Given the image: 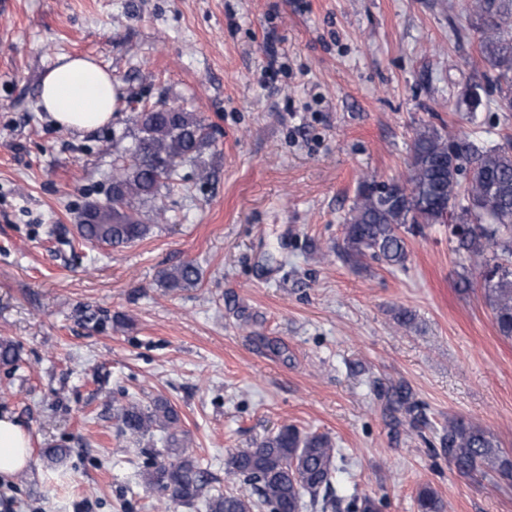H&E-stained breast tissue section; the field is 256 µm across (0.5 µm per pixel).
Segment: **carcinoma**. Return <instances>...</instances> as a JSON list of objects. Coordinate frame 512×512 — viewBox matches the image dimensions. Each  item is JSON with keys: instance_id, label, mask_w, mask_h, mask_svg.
Segmentation results:
<instances>
[{"instance_id": "carcinoma-1", "label": "carcinoma", "mask_w": 512, "mask_h": 512, "mask_svg": "<svg viewBox=\"0 0 512 512\" xmlns=\"http://www.w3.org/2000/svg\"><path fill=\"white\" fill-rule=\"evenodd\" d=\"M482 26L479 51L491 63L488 77L498 89V107L512 112V0H477ZM133 122L139 136L112 165L111 203H92L77 224L80 237L90 243L121 247L146 237L152 225L142 206L164 184H176L179 168L196 165L209 132L192 112L163 108L137 112ZM393 193L375 190L379 181L364 180L357 200L343 224L338 258L357 266L372 256L389 267L405 266L409 250L405 235H422L433 224L453 222L454 251L462 268L478 271L480 286L497 331L512 340V136L491 147L455 138L435 126L415 130L408 171L390 180ZM200 280L191 262L165 269L160 282L170 289L194 287ZM120 435L139 442L154 431L164 432L162 443L170 461L156 458L142 472L145 487L173 503L203 502L207 512H336L340 500L333 492L339 472L338 449L330 436L302 433L283 425L249 448L229 453L225 479L237 491L213 493L207 471L183 456L185 433L177 410L165 399L144 406L129 399L113 407ZM440 447L462 475L488 476L496 485L512 483V453L499 447L486 429L451 418L440 436ZM418 512H445L435 489L422 484L416 496ZM382 498L354 496L347 512H383Z\"/></svg>"}]
</instances>
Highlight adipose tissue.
<instances>
[{
	"instance_id": "1",
	"label": "adipose tissue",
	"mask_w": 512,
	"mask_h": 512,
	"mask_svg": "<svg viewBox=\"0 0 512 512\" xmlns=\"http://www.w3.org/2000/svg\"><path fill=\"white\" fill-rule=\"evenodd\" d=\"M115 95L111 75L82 56L64 58L40 85V103L54 124L77 132L111 123ZM31 458L27 429L10 415H0V479L26 470Z\"/></svg>"
}]
</instances>
